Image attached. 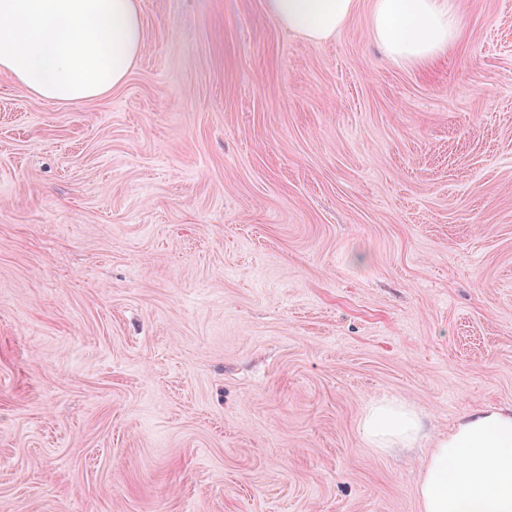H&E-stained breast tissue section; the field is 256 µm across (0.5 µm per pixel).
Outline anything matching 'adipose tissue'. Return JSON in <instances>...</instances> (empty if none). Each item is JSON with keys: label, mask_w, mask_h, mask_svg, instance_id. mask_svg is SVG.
Returning <instances> with one entry per match:
<instances>
[{"label": "adipose tissue", "mask_w": 512, "mask_h": 512, "mask_svg": "<svg viewBox=\"0 0 512 512\" xmlns=\"http://www.w3.org/2000/svg\"><path fill=\"white\" fill-rule=\"evenodd\" d=\"M289 30L331 37L355 0H267ZM454 0H374L371 34L395 62L425 63L458 36ZM144 45L138 0H0V73L36 97L96 100L121 85ZM360 430L370 447L410 448L425 436L420 412L373 402ZM421 512H512V409L477 408L434 443L419 483Z\"/></svg>", "instance_id": "ef3b65f1"}]
</instances>
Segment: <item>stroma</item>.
I'll return each mask as SVG.
<instances>
[{
	"label": "stroma",
	"instance_id": "stroma-1",
	"mask_svg": "<svg viewBox=\"0 0 512 512\" xmlns=\"http://www.w3.org/2000/svg\"><path fill=\"white\" fill-rule=\"evenodd\" d=\"M101 99L0 75V512H420L512 407V0L399 65L266 0H138ZM427 426L380 453L366 407Z\"/></svg>",
	"mask_w": 512,
	"mask_h": 512
}]
</instances>
